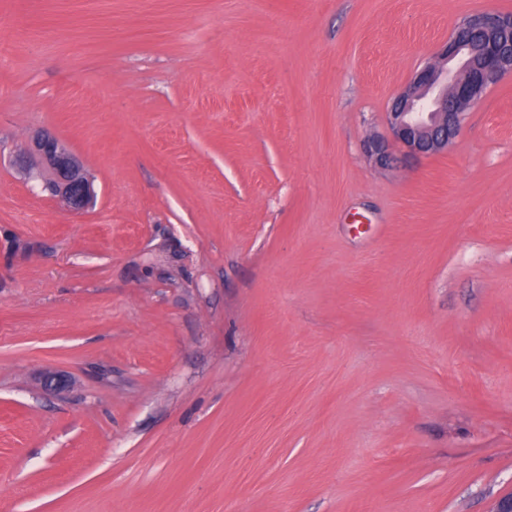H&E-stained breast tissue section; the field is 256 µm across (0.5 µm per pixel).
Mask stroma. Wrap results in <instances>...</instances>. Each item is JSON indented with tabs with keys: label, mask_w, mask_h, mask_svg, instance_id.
Instances as JSON below:
<instances>
[{
	"label": "stroma",
	"mask_w": 512,
	"mask_h": 512,
	"mask_svg": "<svg viewBox=\"0 0 512 512\" xmlns=\"http://www.w3.org/2000/svg\"><path fill=\"white\" fill-rule=\"evenodd\" d=\"M482 11L0 0V512L512 494V76L447 151L363 148ZM41 130L86 211L15 167ZM38 161L48 173L43 187L72 210H81L92 202L95 189L82 163L57 135L38 131L29 148L18 158L22 164Z\"/></svg>",
	"instance_id": "stroma-1"
}]
</instances>
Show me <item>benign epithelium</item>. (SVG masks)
Listing matches in <instances>:
<instances>
[{
    "label": "benign epithelium",
    "mask_w": 512,
    "mask_h": 512,
    "mask_svg": "<svg viewBox=\"0 0 512 512\" xmlns=\"http://www.w3.org/2000/svg\"><path fill=\"white\" fill-rule=\"evenodd\" d=\"M512 75V14L476 12L457 24L434 60L417 70L392 100L386 123L391 139L373 138L366 152L387 162L390 147L430 156L459 136L465 112L493 86ZM37 161L48 178L49 195L72 210L92 202L95 189L82 163L57 135L37 132L18 158Z\"/></svg>",
    "instance_id": "7a95c632"
}]
</instances>
